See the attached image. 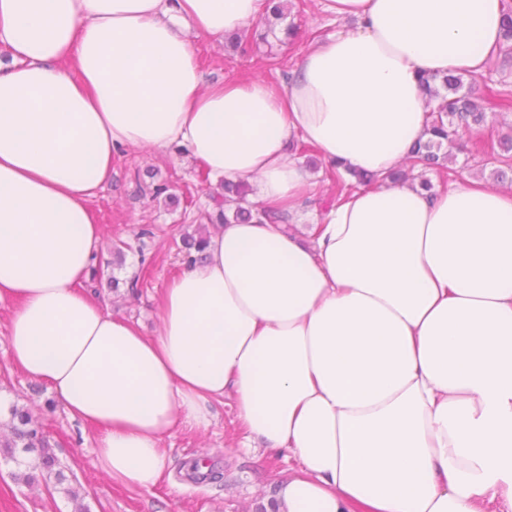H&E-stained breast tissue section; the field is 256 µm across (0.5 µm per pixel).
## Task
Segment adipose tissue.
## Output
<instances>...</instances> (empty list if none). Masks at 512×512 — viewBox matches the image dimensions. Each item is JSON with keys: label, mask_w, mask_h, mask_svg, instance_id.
I'll return each mask as SVG.
<instances>
[{"label": "adipose tissue", "mask_w": 512, "mask_h": 512, "mask_svg": "<svg viewBox=\"0 0 512 512\" xmlns=\"http://www.w3.org/2000/svg\"><path fill=\"white\" fill-rule=\"evenodd\" d=\"M347 21L282 88L204 84L192 34L264 0H0V304L10 362L99 429L95 465L155 487L161 441L234 402L244 447L287 451L274 512H484L512 503V189L386 181L428 125L422 73L479 75L507 0H320ZM299 137L382 175L305 236L224 224L143 335L78 289L88 202L119 147L188 145L213 179L300 207Z\"/></svg>", "instance_id": "1"}]
</instances>
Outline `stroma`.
Segmentation results:
<instances>
[{
    "label": "stroma",
    "instance_id": "1",
    "mask_svg": "<svg viewBox=\"0 0 512 512\" xmlns=\"http://www.w3.org/2000/svg\"><path fill=\"white\" fill-rule=\"evenodd\" d=\"M290 24L297 26L298 35L289 40L284 30ZM341 27L320 9L318 0H288L285 19L276 21L252 54H240L204 35L194 44L204 81H249L263 74L258 58L273 56L280 72L290 73L308 49L312 33L324 35ZM508 135L512 136V110H502L488 118L485 127L462 133L463 147L453 151L450 167L461 177H490L488 157L475 146ZM201 173L183 145L163 152L121 148L113 156L111 181L89 202L105 235L92 266L99 285L87 294L104 311L136 323L145 335L158 329L157 301L163 289L186 271L173 242L188 231L192 216L172 198L193 187V210H201L217 190ZM118 245L125 254L120 267L112 263ZM133 275L140 278L134 294L123 285L112 288L107 283L111 277L123 282ZM10 313V306H0V402L6 407L0 413V428L10 419L9 407L29 410L79 498L71 500L60 489L54 476L40 468L36 454L20 451L12 460L0 456V512H75L80 504L86 512H255L257 506L274 500L278 479L287 476L295 462L284 452H243L228 399L214 402L207 429L186 425L164 438L169 468L156 487L128 489L112 483L94 464L97 428L72 418L46 383L10 363L6 336ZM201 459L219 473V481L190 478L189 464Z\"/></svg>",
    "mask_w": 512,
    "mask_h": 512
}]
</instances>
